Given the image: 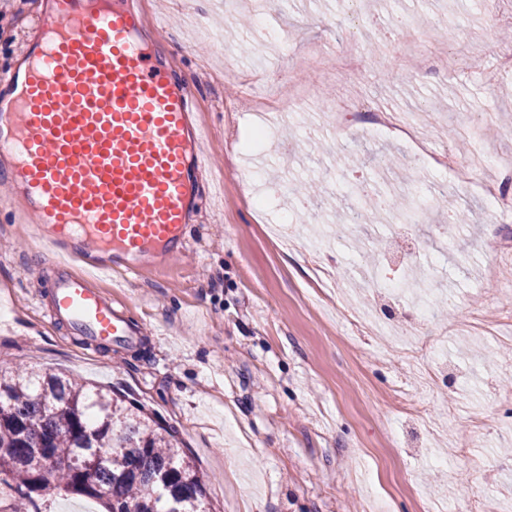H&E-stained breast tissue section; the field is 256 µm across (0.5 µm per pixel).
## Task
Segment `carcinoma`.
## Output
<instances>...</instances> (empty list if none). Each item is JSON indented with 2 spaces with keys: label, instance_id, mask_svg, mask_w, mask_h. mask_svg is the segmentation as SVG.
I'll return each mask as SVG.
<instances>
[{
  "label": "carcinoma",
  "instance_id": "cac0c4a2",
  "mask_svg": "<svg viewBox=\"0 0 512 512\" xmlns=\"http://www.w3.org/2000/svg\"><path fill=\"white\" fill-rule=\"evenodd\" d=\"M56 461L43 483L41 457ZM0 481L7 512H42L52 494L96 500L105 512H209L207 481L173 432L113 391L27 367L0 374Z\"/></svg>",
  "mask_w": 512,
  "mask_h": 512
}]
</instances>
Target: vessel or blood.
Segmentation results:
<instances>
[{
  "label": "vessel or blood",
  "instance_id": "1",
  "mask_svg": "<svg viewBox=\"0 0 512 512\" xmlns=\"http://www.w3.org/2000/svg\"><path fill=\"white\" fill-rule=\"evenodd\" d=\"M26 66L0 79L10 205L60 249L50 317L91 345L145 334L94 273H136L188 247L206 163L181 81L155 61L133 0H53ZM85 263L70 268V259Z\"/></svg>",
  "mask_w": 512,
  "mask_h": 512
}]
</instances>
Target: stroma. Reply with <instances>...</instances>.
Here are the masks:
<instances>
[{
	"label": "stroma",
	"mask_w": 512,
	"mask_h": 512,
	"mask_svg": "<svg viewBox=\"0 0 512 512\" xmlns=\"http://www.w3.org/2000/svg\"><path fill=\"white\" fill-rule=\"evenodd\" d=\"M136 0L164 68L209 131L211 170L189 246L138 276L105 279L148 340L88 351L44 315L55 255L32 218L0 208V372L25 364L129 395L174 429L216 512H489L512 501V223L444 167L407 162L404 142L355 139L343 167L324 115L339 102L394 108L435 153L501 191L512 163V71L485 84L442 67L512 47V0ZM50 0H0V72L22 64ZM316 107L254 146L250 93L297 76ZM317 183L323 211L300 191ZM404 183L417 220L375 219ZM445 186L473 226L445 235ZM375 246L366 259L357 240ZM417 298L374 294L366 270Z\"/></svg>",
	"instance_id": "1"
}]
</instances>
